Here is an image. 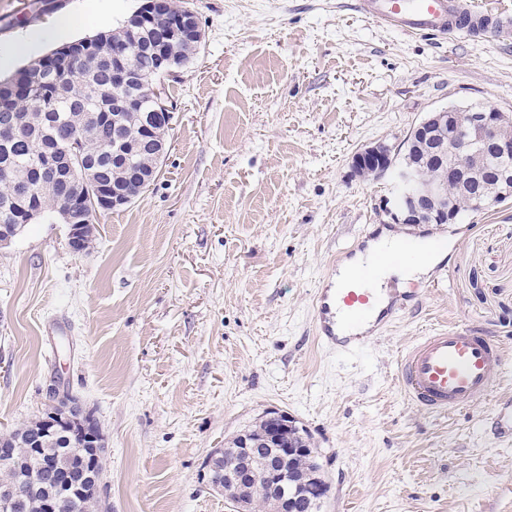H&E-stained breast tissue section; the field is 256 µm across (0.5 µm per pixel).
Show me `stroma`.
<instances>
[{
  "label": "stroma",
  "instance_id": "stroma-1",
  "mask_svg": "<svg viewBox=\"0 0 512 512\" xmlns=\"http://www.w3.org/2000/svg\"><path fill=\"white\" fill-rule=\"evenodd\" d=\"M142 2L26 0L20 14L0 0V50L34 44L0 77ZM179 2L203 39L168 82L177 110L155 182L99 216L87 253L55 220L0 248V430L60 384L103 428L109 512H234L205 462L276 408L312 436L322 512H512V442L490 433V401L425 413L397 392L393 362L427 331L480 326L507 348L495 393L512 398V198L416 227L447 238L444 268L356 356L323 349L313 314L339 251L392 224L394 184L358 177L355 153L400 145L452 104L512 116V33L410 36L356 0Z\"/></svg>",
  "mask_w": 512,
  "mask_h": 512
}]
</instances>
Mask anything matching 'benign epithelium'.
<instances>
[{"label":"benign epithelium","mask_w":512,"mask_h":512,"mask_svg":"<svg viewBox=\"0 0 512 512\" xmlns=\"http://www.w3.org/2000/svg\"><path fill=\"white\" fill-rule=\"evenodd\" d=\"M172 0H146L124 23L123 27L112 35V55L109 56L112 72L114 102L112 112H99L96 119L102 123L121 124L124 112L133 109L137 100L128 97L125 89L134 78L129 57L134 53L168 55L166 76L175 77L180 71L176 58V42L192 38L199 43L202 31L196 14L184 7L172 24L173 33L167 39L156 43H145L156 21L168 16ZM71 45H63L36 59L32 64L19 70L13 76L14 86L23 91L30 99L41 102L45 87L56 88V94H65L67 73L74 62ZM152 115L154 118L142 120L141 136L135 143L112 140V159H123L125 167H130L133 155L143 146L152 149L160 158L166 152V140L159 134L157 125L165 122L172 127L174 106L154 100ZM459 116L450 107L430 113L419 122L401 147H392L378 143L357 152L353 166L361 176L371 175L380 179L391 176L396 195L386 200L385 208L396 224H450L453 217L448 212L443 187L450 181H464L472 177V163L477 158L479 147L504 158L512 157V135L502 130L501 112L494 108L472 111L466 115L467 138L448 148L447 130L451 123H458ZM27 134L25 127L8 114L0 119V138L11 139ZM84 139L82 130H75L58 147V152L47 155L39 164L42 178L39 189L54 192L65 200V206L59 212L61 223L68 226V247L77 254L88 251L91 246L94 224L85 218L86 199L81 193H72L69 179L62 176V166H72L77 160L75 149ZM421 152L425 162L443 167L444 172L436 181L422 176L423 168L413 163L408 156ZM137 178L131 186L112 184L98 194V204L105 210H117L132 200V194L147 189L156 179L157 171L143 173L131 171ZM39 193L25 191L16 200L11 211L0 215V246L10 244L22 229L40 214ZM51 404L39 416L35 431L38 439L68 435L81 440V446L87 453L78 461L70 462L64 473H58L57 464L50 462L42 465L39 473L31 476L35 491H44L40 501L44 512H54L57 497L61 494L99 496L103 475L95 473L94 463L103 454V435L100 426L89 409L84 407L73 395L66 393L56 385L49 388ZM270 422L268 432L254 439L244 431L235 437L237 448L232 458L224 457V452L216 450L208 458V468L224 469V495L232 498L237 512H248L246 484L249 480L263 477L272 497V512H291V498L288 494L289 477L293 472V463L302 453L315 454L313 448H296L291 445L289 431L297 425V420L279 409L266 412ZM308 489L312 495L320 498L328 489L322 470H313L308 475Z\"/></svg>","instance_id":"1"}]
</instances>
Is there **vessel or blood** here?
Masks as SVG:
<instances>
[{
	"mask_svg": "<svg viewBox=\"0 0 512 512\" xmlns=\"http://www.w3.org/2000/svg\"><path fill=\"white\" fill-rule=\"evenodd\" d=\"M359 11L407 34L463 35L512 31V10L476 5L474 0H358ZM440 239L421 243L406 235L377 256L351 267L347 287L326 286L314 302L315 334L321 347L345 355L357 353L367 335L399 319L414 288H395L384 278L386 267L409 269L426 251L443 249ZM504 345L485 329L459 324L432 330L394 357L400 394L428 412L448 415L491 396L493 373L503 361ZM491 430L512 440V401H495Z\"/></svg>",
	"mask_w": 512,
	"mask_h": 512,
	"instance_id": "b4317fda",
	"label": "vessel or blood"
}]
</instances>
